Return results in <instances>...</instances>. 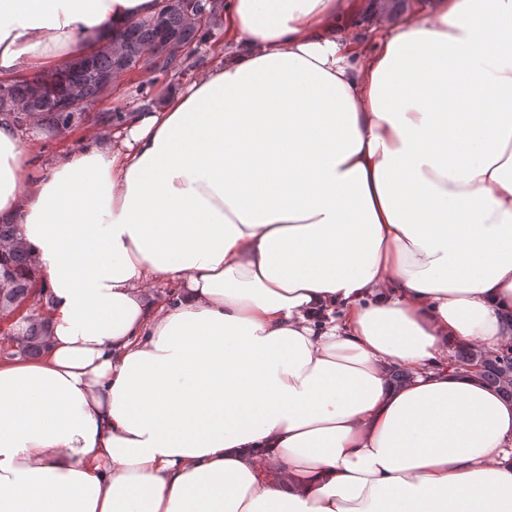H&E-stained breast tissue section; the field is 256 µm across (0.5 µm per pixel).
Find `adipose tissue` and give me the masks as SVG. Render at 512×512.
<instances>
[{
    "mask_svg": "<svg viewBox=\"0 0 512 512\" xmlns=\"http://www.w3.org/2000/svg\"><path fill=\"white\" fill-rule=\"evenodd\" d=\"M156 8L0 0V82ZM353 12L225 0L214 62L39 175L0 115L50 298L0 512H512V400L449 365L512 342V0ZM359 2L364 4V7L362 10L355 13L354 16L352 17V30L356 34L365 38L367 41H370L374 35V11L381 10L385 6L394 5L399 2H403L404 6L415 5V7H421V5L416 4L418 0H359ZM369 6H374V10L370 11L368 8Z\"/></svg>",
    "mask_w": 512,
    "mask_h": 512,
    "instance_id": "adipose-tissue-1",
    "label": "adipose tissue"
}]
</instances>
